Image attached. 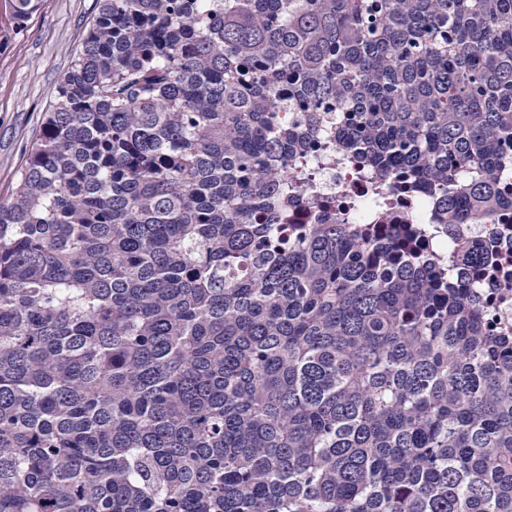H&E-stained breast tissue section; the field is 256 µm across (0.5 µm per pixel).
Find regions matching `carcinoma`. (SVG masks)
<instances>
[{
  "instance_id": "carcinoma-1",
  "label": "carcinoma",
  "mask_w": 512,
  "mask_h": 512,
  "mask_svg": "<svg viewBox=\"0 0 512 512\" xmlns=\"http://www.w3.org/2000/svg\"><path fill=\"white\" fill-rule=\"evenodd\" d=\"M326 128L512 206V0H96L0 198V512H512L488 248L280 223Z\"/></svg>"
}]
</instances>
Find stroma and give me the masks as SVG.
<instances>
[{
	"mask_svg": "<svg viewBox=\"0 0 512 512\" xmlns=\"http://www.w3.org/2000/svg\"><path fill=\"white\" fill-rule=\"evenodd\" d=\"M96 11V0H42L14 30L8 0H0V196H9L25 163V148L53 101L58 77L72 64Z\"/></svg>",
	"mask_w": 512,
	"mask_h": 512,
	"instance_id": "35a3bbf8",
	"label": "stroma"
}]
</instances>
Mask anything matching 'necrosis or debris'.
I'll use <instances>...</instances> for the list:
<instances>
[{
  "instance_id": "4bbe7bcc",
  "label": "necrosis or debris",
  "mask_w": 512,
  "mask_h": 512,
  "mask_svg": "<svg viewBox=\"0 0 512 512\" xmlns=\"http://www.w3.org/2000/svg\"><path fill=\"white\" fill-rule=\"evenodd\" d=\"M343 216L349 224H432L445 217L430 192L403 194L390 180L349 160L327 162L312 158L309 174L288 198L286 223L317 224L326 216ZM480 241L493 248L492 274L477 283L486 298L490 323L512 334V289L504 287L512 275V208L495 211L475 224L460 227L459 236L438 235L430 245L437 252L455 248L458 238Z\"/></svg>"
}]
</instances>
